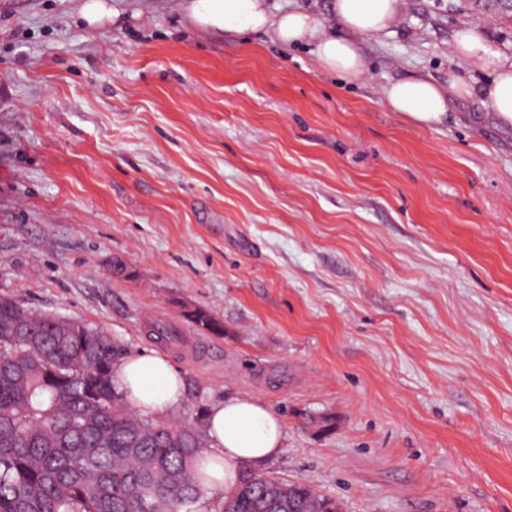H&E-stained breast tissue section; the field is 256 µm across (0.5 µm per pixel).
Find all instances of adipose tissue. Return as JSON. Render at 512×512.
I'll return each instance as SVG.
<instances>
[{
  "instance_id": "adipose-tissue-1",
  "label": "adipose tissue",
  "mask_w": 512,
  "mask_h": 512,
  "mask_svg": "<svg viewBox=\"0 0 512 512\" xmlns=\"http://www.w3.org/2000/svg\"><path fill=\"white\" fill-rule=\"evenodd\" d=\"M401 7L402 0H333L325 16L307 10L275 14L266 0H184L182 5L189 22L204 31L264 32L285 46L308 43L319 70L350 81L366 73L362 36L386 31ZM453 48L462 67L449 70L447 84L416 75L398 79L383 91L388 107L417 124L433 125L460 100L474 98L500 125L512 127V60L492 50L471 25L456 30ZM476 70L486 72L483 83L472 79ZM116 381L133 407L157 415L168 413L185 390L180 371L153 350L122 361ZM206 424L209 448L193 462L203 488L232 493L243 469L263 470L282 451V418L254 399L234 396L212 405Z\"/></svg>"
}]
</instances>
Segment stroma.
Masks as SVG:
<instances>
[{
  "label": "stroma",
  "mask_w": 512,
  "mask_h": 512,
  "mask_svg": "<svg viewBox=\"0 0 512 512\" xmlns=\"http://www.w3.org/2000/svg\"><path fill=\"white\" fill-rule=\"evenodd\" d=\"M109 2L91 27L80 0H0V297L164 354L171 416L267 404L266 475L344 512H512V130L473 99L421 126L383 96L447 82L463 23L512 58V9L403 0L351 83L181 0ZM183 316L194 326L206 330L214 335L220 336L224 334V325L221 320L214 317L203 308H194L190 311H185Z\"/></svg>",
  "instance_id": "1"
}]
</instances>
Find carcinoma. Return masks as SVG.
Returning a JSON list of instances; mask_svg holds the SVG:
<instances>
[{
	"mask_svg": "<svg viewBox=\"0 0 512 512\" xmlns=\"http://www.w3.org/2000/svg\"><path fill=\"white\" fill-rule=\"evenodd\" d=\"M185 319L214 335L203 308ZM127 350L103 329L0 299V512H197L205 414L174 424L115 383ZM305 482L243 471L224 512H327Z\"/></svg>",
	"mask_w": 512,
	"mask_h": 512,
	"instance_id": "cac0c4a2",
	"label": "carcinoma"
}]
</instances>
